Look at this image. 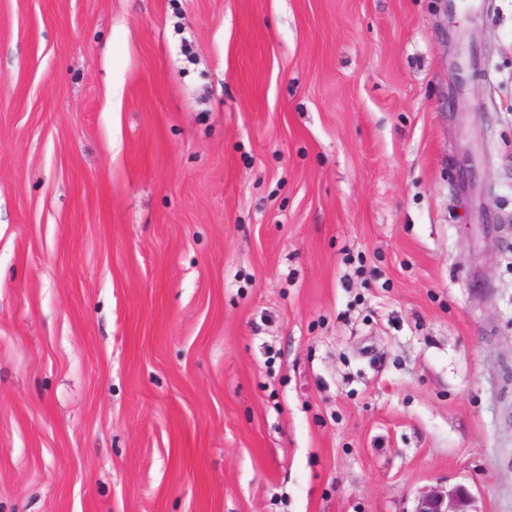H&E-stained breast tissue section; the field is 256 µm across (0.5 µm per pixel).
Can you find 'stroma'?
I'll return each mask as SVG.
<instances>
[{"mask_svg":"<svg viewBox=\"0 0 512 512\" xmlns=\"http://www.w3.org/2000/svg\"><path fill=\"white\" fill-rule=\"evenodd\" d=\"M459 485L512 512V0H0V512Z\"/></svg>","mask_w":512,"mask_h":512,"instance_id":"obj_1","label":"stroma"}]
</instances>
